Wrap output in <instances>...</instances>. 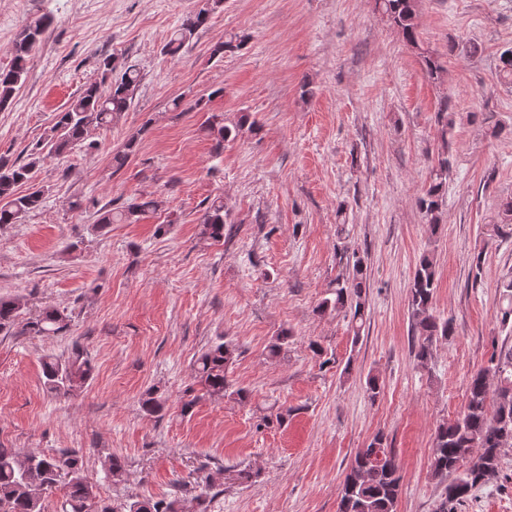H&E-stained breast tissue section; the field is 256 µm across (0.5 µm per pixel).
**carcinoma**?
Wrapping results in <instances>:
<instances>
[{
    "label": "carcinoma",
    "instance_id": "cac0c4a2",
    "mask_svg": "<svg viewBox=\"0 0 512 512\" xmlns=\"http://www.w3.org/2000/svg\"><path fill=\"white\" fill-rule=\"evenodd\" d=\"M222 0H198L197 10L189 13L163 46L165 55L176 56L190 44L195 33L205 26ZM378 11L406 42L418 46V0H375ZM52 23L48 17L25 28L12 48V63L0 70V110L8 107L27 73V64ZM102 77L85 86L70 105L57 113L53 135L32 153L24 164L0 159V225L14 224L27 213L38 209L46 199L44 186L34 183L35 169L44 156L66 158L85 146L88 132L109 126L127 111L139 83V71L132 65L118 68L110 58L99 62ZM203 129L213 136L215 150L224 142L258 132V121L248 112L241 114L229 127L212 114ZM30 184L27 193L16 192L19 185ZM448 183V157L441 156L432 167L430 183L418 199V205L434 233L443 224V202ZM156 199L131 203L116 211L99 214L97 224L105 227L131 221L137 214L155 210ZM501 222L488 224L491 238L512 224V197L497 203ZM228 213L224 199L217 197L205 208L201 218V235L215 243L224 241V224ZM352 274L337 281L330 296L319 304L321 312H343L349 316L353 341H358L364 325L367 276L364 261L352 253ZM437 288L436 266L431 254L420 258L408 292L411 315L412 352L423 367L428 366L436 344L453 334V323L435 315L433 299ZM502 306L498 318L502 325H512V277L499 285ZM25 302L20 297H0V334H14L24 314ZM69 319L57 308H46L27 321L22 331L36 336H57L68 331ZM238 357L231 341L219 340L196 359V379L205 393L214 399L228 398L239 403L248 401L250 393L234 387L229 371ZM44 385L57 394L80 390L91 378L92 367L80 352L69 357L48 356L43 360ZM142 410L160 415L166 401L151 389L140 399ZM512 445V348L493 350L485 366L474 372L467 387L463 410L453 419L437 425L433 435L431 469L434 475L453 479L445 486L435 512H455L472 492L498 473L502 450ZM259 473L249 468H224V479L252 485ZM402 477L396 455L388 447L386 437L377 433L365 448L357 449L338 493L337 512H396ZM63 493L62 512H184L179 500L129 499L107 502L97 497L93 485L84 475L83 458L75 451L55 455L15 452L0 448V512H45V494L56 487Z\"/></svg>",
    "mask_w": 512,
    "mask_h": 512
}]
</instances>
